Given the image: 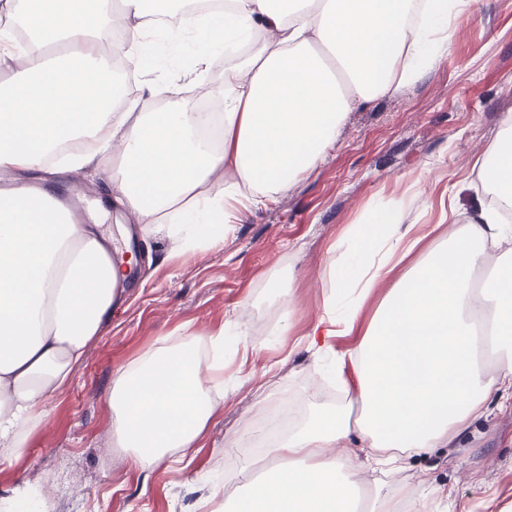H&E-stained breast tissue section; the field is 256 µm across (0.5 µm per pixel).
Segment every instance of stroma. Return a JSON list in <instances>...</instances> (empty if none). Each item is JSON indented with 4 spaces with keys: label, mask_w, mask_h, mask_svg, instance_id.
I'll return each instance as SVG.
<instances>
[{
    "label": "stroma",
    "mask_w": 512,
    "mask_h": 512,
    "mask_svg": "<svg viewBox=\"0 0 512 512\" xmlns=\"http://www.w3.org/2000/svg\"><path fill=\"white\" fill-rule=\"evenodd\" d=\"M447 55L418 84L349 113L323 160L275 202L230 225L223 248L173 256L165 234L131 225L112 210L107 226L128 262L124 291L102 336L89 346L70 384L46 407L25 448L0 459V500L25 487L52 512H231L237 486L224 443L247 441L260 410L309 412L341 398L335 358L297 344L333 291L327 270L341 261L350 225L381 200L410 199L405 221L428 224L426 245L444 235L443 211L470 215L484 193L471 167L512 114V0H477L458 22ZM198 40L155 42L151 65L135 70L136 111L152 110L150 91L178 88L192 107L196 74L184 60ZM59 195L106 199L94 170L40 172ZM290 299L291 327H282ZM224 333V404L189 459L137 467L112 442L109 393L114 373L163 339ZM281 361L278 374L263 372ZM364 497L405 487L412 506L436 491L440 512H512V404L472 421L448 447L408 458L401 471H361Z\"/></svg>",
    "instance_id": "stroma-1"
}]
</instances>
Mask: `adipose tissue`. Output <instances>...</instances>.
<instances>
[{"instance_id": "ef3b65f1", "label": "adipose tissue", "mask_w": 512, "mask_h": 512, "mask_svg": "<svg viewBox=\"0 0 512 512\" xmlns=\"http://www.w3.org/2000/svg\"><path fill=\"white\" fill-rule=\"evenodd\" d=\"M473 0H231L222 12L173 9L170 0H10L28 29L13 79L0 83V173L57 160L97 167L110 203L165 232L180 251L223 246L237 213L274 201L322 161L347 114L403 91L448 50ZM211 47L251 44L224 82L220 139L200 130L211 113L118 112L116 74L99 44L121 27L130 56L145 57L154 17ZM478 165L496 205L480 206L435 246L404 221V198L383 200L348 232L363 262L336 279L342 305L304 337L332 352L366 302L384 288L348 357L358 417L316 410L272 448L268 480L238 473L234 512H354L358 474L329 456L357 433L367 466L395 469L405 456L444 448L495 401L512 398V115ZM51 189L0 192V457L19 453L46 403L82 365L112 314L120 276L97 225L53 207ZM224 392V336L188 335L116 371L110 408L117 447L149 469L175 448L196 447Z\"/></svg>"}]
</instances>
